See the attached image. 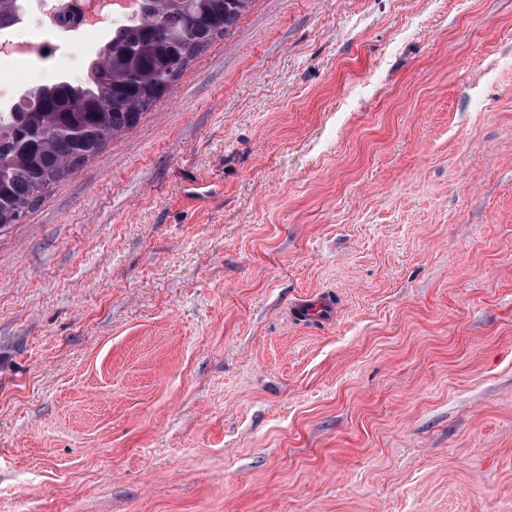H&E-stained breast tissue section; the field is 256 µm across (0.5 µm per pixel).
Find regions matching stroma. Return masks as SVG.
<instances>
[{
	"instance_id": "1",
	"label": "stroma",
	"mask_w": 512,
	"mask_h": 512,
	"mask_svg": "<svg viewBox=\"0 0 512 512\" xmlns=\"http://www.w3.org/2000/svg\"><path fill=\"white\" fill-rule=\"evenodd\" d=\"M0 512H512V0H254L1 230Z\"/></svg>"
}]
</instances>
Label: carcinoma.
<instances>
[{
	"label": "carcinoma",
	"mask_w": 512,
	"mask_h": 512,
	"mask_svg": "<svg viewBox=\"0 0 512 512\" xmlns=\"http://www.w3.org/2000/svg\"><path fill=\"white\" fill-rule=\"evenodd\" d=\"M27 0H0V27ZM112 28L86 76L59 79L0 112V230L21 220L55 185L132 129L188 63L227 34L253 0H141Z\"/></svg>",
	"instance_id": "obj_1"
}]
</instances>
